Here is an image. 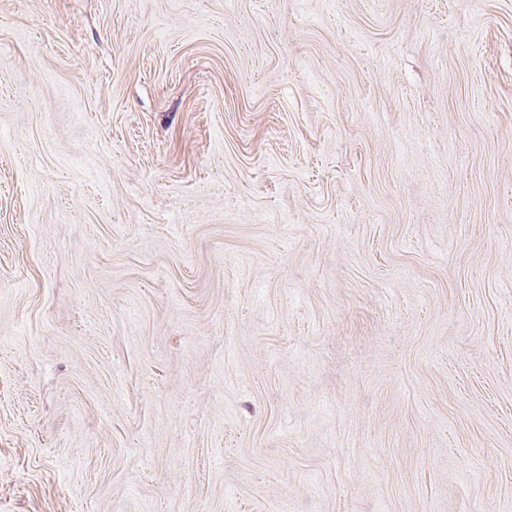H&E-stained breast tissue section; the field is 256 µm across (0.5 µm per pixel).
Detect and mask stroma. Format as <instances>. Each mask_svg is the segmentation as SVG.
<instances>
[{
    "mask_svg": "<svg viewBox=\"0 0 512 512\" xmlns=\"http://www.w3.org/2000/svg\"><path fill=\"white\" fill-rule=\"evenodd\" d=\"M0 512H512V0H0Z\"/></svg>",
    "mask_w": 512,
    "mask_h": 512,
    "instance_id": "obj_1",
    "label": "stroma"
}]
</instances>
